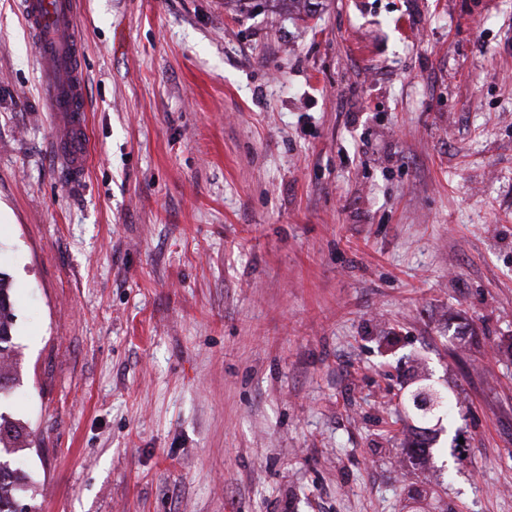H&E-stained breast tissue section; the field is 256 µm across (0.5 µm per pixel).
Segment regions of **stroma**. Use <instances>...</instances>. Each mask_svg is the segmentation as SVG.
<instances>
[{
	"label": "stroma",
	"mask_w": 512,
	"mask_h": 512,
	"mask_svg": "<svg viewBox=\"0 0 512 512\" xmlns=\"http://www.w3.org/2000/svg\"><path fill=\"white\" fill-rule=\"evenodd\" d=\"M79 28L78 182L0 0V411L39 512H512V0H80ZM414 365L455 396L427 465ZM11 282L0 270V399L18 379L19 362L15 343V314L11 298ZM406 451L411 458L429 461L432 458V429L425 426L411 427Z\"/></svg>",
	"instance_id": "stroma-1"
}]
</instances>
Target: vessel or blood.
<instances>
[{
	"label": "vessel or blood",
	"instance_id": "vessel-or-blood-1",
	"mask_svg": "<svg viewBox=\"0 0 512 512\" xmlns=\"http://www.w3.org/2000/svg\"><path fill=\"white\" fill-rule=\"evenodd\" d=\"M22 6L38 48L46 104L59 115L56 149L72 173L82 176L88 158L87 104L77 0H23Z\"/></svg>",
	"mask_w": 512,
	"mask_h": 512
}]
</instances>
